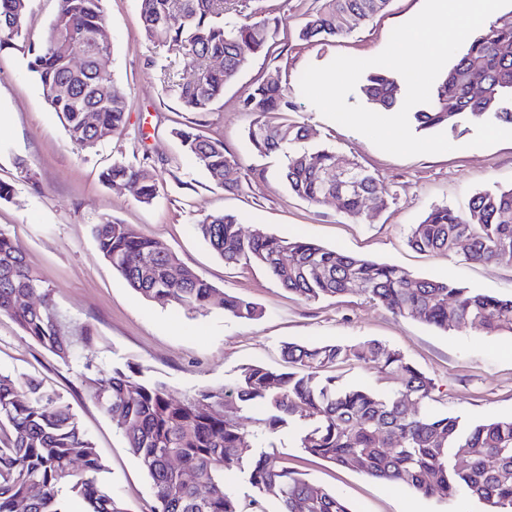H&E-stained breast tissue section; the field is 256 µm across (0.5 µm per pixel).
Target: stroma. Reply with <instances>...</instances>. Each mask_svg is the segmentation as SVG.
Listing matches in <instances>:
<instances>
[{"mask_svg": "<svg viewBox=\"0 0 512 512\" xmlns=\"http://www.w3.org/2000/svg\"><path fill=\"white\" fill-rule=\"evenodd\" d=\"M424 0H390L370 22L328 45L305 44L295 28L316 0H250L281 18L276 53L254 57L224 91L214 110L186 112L170 87L191 66L185 47L154 45L142 35L138 0H104L110 52L103 66L130 102L122 134L89 151L69 143L57 114L26 67L22 50L0 51V182L12 184L0 200V230L20 249L27 264L50 289L74 344L60 359L25 336L12 318L0 314V372L42 381L72 404L77 419L104 464L103 481L126 512H150V480L129 452L119 429L92 395L90 379L118 369L139 371L164 383L176 398L236 380L242 367L287 370L284 343L377 341L400 350L435 384L429 408L472 421L512 416V335H485L462 325L440 331L392 313L357 290L309 302L281 288L257 264L225 266L195 231L208 214L231 213L244 230L263 228L281 238H303L345 254L389 263L411 275L449 279L478 292L512 298V266L474 263L464 252L427 253L407 241L412 225L436 205L464 208L476 192L512 185V125L469 120L449 134L453 151L396 157L365 136L325 118L304 96L287 119L310 128L307 149L326 147L358 163L378 179L389 203L360 219L340 212L335 201L313 206L293 195L281 176L282 159L254 156L246 139L252 120L241 103L256 79L287 74L291 89L311 65L336 56L370 58L387 45L390 33L414 17ZM192 126L222 139L244 167L241 191L211 184L171 135ZM149 161L160 177L159 195L140 203L135 188L101 181L115 161ZM266 175L252 176L251 167ZM115 219L133 225L174 252L183 264L218 292L247 298L262 315L239 320L219 309L191 314L142 297L113 269L92 237L95 224ZM90 342H83L82 332ZM299 430L278 432L273 441L290 468L341 495L352 512H479L468 500L441 502L409 488L394 487L363 473L304 454Z\"/></svg>", "mask_w": 512, "mask_h": 512, "instance_id": "stroma-1", "label": "stroma"}]
</instances>
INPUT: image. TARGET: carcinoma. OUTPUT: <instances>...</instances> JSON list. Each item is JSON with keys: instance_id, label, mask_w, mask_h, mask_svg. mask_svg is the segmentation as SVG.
<instances>
[{"instance_id": "carcinoma-1", "label": "carcinoma", "mask_w": 512, "mask_h": 512, "mask_svg": "<svg viewBox=\"0 0 512 512\" xmlns=\"http://www.w3.org/2000/svg\"><path fill=\"white\" fill-rule=\"evenodd\" d=\"M104 0H58L50 31L39 46L28 43L29 0H0V50L28 44L27 68L42 95L60 117L72 144L94 148L122 132L129 102L96 58L110 52L97 41L104 27ZM147 41L179 42L193 56L191 71L175 93L188 112H210L224 89L249 61L275 51L282 19L253 16L245 23L224 21L226 0H139ZM389 0H319L299 27L297 39L328 44L383 12ZM87 56L73 70L60 43ZM512 15L490 23L448 67L431 92L430 102L414 106L410 122L419 130L443 127L455 132L470 117L512 124ZM221 65H211L213 59ZM361 97L373 108L401 109L405 93L400 76L383 68L369 74ZM244 110L253 115L247 130L252 152L279 153L289 191L318 205L332 195L351 218L370 204L383 211L388 199L369 170L345 162L324 148L302 147L311 136L298 123L274 116L294 110L288 78L260 80ZM94 114V123L85 114ZM172 135L211 183L226 191L241 189L225 176L241 159L220 139L191 126ZM345 163L350 187L336 183ZM107 183L135 182L138 201L150 204L159 191V175L143 162H114L101 173ZM196 230L227 266L260 264L285 290L306 301L358 291L389 311L416 318L444 331L461 324L487 335L512 333V299L474 291L457 283L414 278L397 267L326 248L301 238L284 239L256 228L246 234L232 214L205 216ZM99 249L128 284L142 296L204 314L217 306L225 315L253 320L261 308L240 296L215 300L216 289L179 258L130 224L105 220L94 226ZM467 240L465 257L476 263L512 266V186H490L473 194L464 209L434 206L411 227L409 245L421 252L454 253ZM32 290L35 307L17 304ZM10 316L26 336L65 359L72 343L49 289L26 263L11 238L0 231V314ZM282 355L295 365L278 372L261 365L241 370L229 390L235 403L224 406V388H210L176 399L157 382L136 380L121 370L91 380L93 396L112 417L130 453L146 470L154 512H249L224 486V473L244 471L263 496L276 500L280 512H351L337 493L288 468L275 451L258 455L265 432L300 424L299 447L309 456L348 465L367 475L413 488L440 500L468 499L481 512H512V417L470 423L458 415L433 413V380L404 355L374 341L346 345L288 343ZM371 363L391 385L389 395L348 385L323 370L343 362ZM260 404L263 417L244 423L243 412ZM103 464L81 430L70 404L46 393L40 382L0 373V512H124L100 479ZM24 510H19V507Z\"/></svg>"}]
</instances>
